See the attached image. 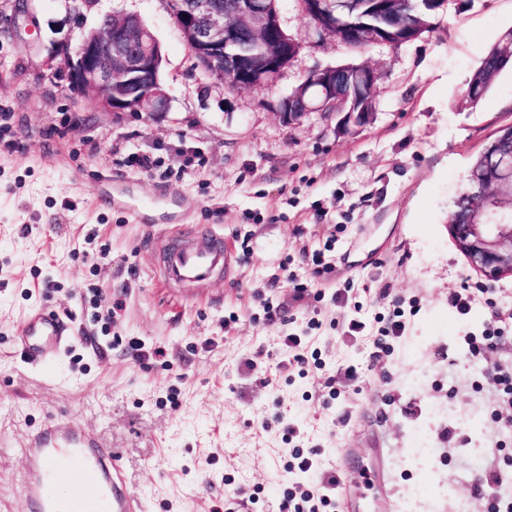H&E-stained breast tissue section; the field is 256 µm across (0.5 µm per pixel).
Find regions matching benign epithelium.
I'll list each match as a JSON object with an SVG mask.
<instances>
[{
    "label": "benign epithelium",
    "mask_w": 512,
    "mask_h": 512,
    "mask_svg": "<svg viewBox=\"0 0 512 512\" xmlns=\"http://www.w3.org/2000/svg\"><path fill=\"white\" fill-rule=\"evenodd\" d=\"M358 0H309L322 18L316 33L356 41L359 28L348 20ZM184 40L196 45L203 69L232 87L251 89L276 83L298 56L301 42L287 34L276 0H178L173 11ZM72 82L103 108L122 114L143 113L154 120L168 110L160 83V46L141 19L129 13L109 12L97 27L83 34L75 57L66 59ZM377 75L361 64L316 69L280 102L283 121L292 124L342 103L341 111L362 123L372 115L368 101ZM352 83L359 97L352 100L341 85ZM483 167L472 168L469 181L476 191L456 200L460 220L448 224L450 234L469 265L490 281L512 275V151L495 145L482 152Z\"/></svg>",
    "instance_id": "benign-epithelium-1"
}]
</instances>
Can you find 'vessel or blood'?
Instances as JSON below:
<instances>
[{"label":"vessel or blood","instance_id":"obj_1","mask_svg":"<svg viewBox=\"0 0 512 512\" xmlns=\"http://www.w3.org/2000/svg\"><path fill=\"white\" fill-rule=\"evenodd\" d=\"M160 273L169 283L203 285L226 272L232 251L222 234L204 227L157 241ZM74 332L58 315L32 311L15 338L21 359L45 365L69 348ZM27 458L25 493L30 512H145L143 501L132 494L116 454L78 425L55 420L35 430L24 448ZM65 459L67 469L56 462ZM70 483L67 497L57 488Z\"/></svg>","mask_w":512,"mask_h":512}]
</instances>
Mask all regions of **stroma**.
Returning <instances> with one entry per match:
<instances>
[{
  "label": "stroma",
  "instance_id": "stroma-1",
  "mask_svg": "<svg viewBox=\"0 0 512 512\" xmlns=\"http://www.w3.org/2000/svg\"><path fill=\"white\" fill-rule=\"evenodd\" d=\"M281 6L298 57L273 87L233 90L197 68L170 0H35L28 12L0 0V512H29L18 447L52 419L113 448L147 512H219L228 475L257 492L241 512H281L290 422L351 490L377 472L373 512H491L478 488L499 471L512 495V433L498 430L512 402L492 377L512 368V325L482 354L466 341L512 311V276H479L448 232L474 157L512 125V63L481 100L463 98L512 31V0H448L419 38L356 53L310 34L297 0ZM113 10L138 15L161 47L160 119L113 116L69 78L65 57ZM348 62L378 75L367 124L283 122L281 98L311 70ZM139 150L155 170L129 167ZM107 191L161 203L136 224L96 207ZM198 224L235 248L231 273L162 283L152 239ZM328 243L335 269L315 274L304 253ZM348 280V303L336 302ZM464 286L478 296L463 316L449 297ZM264 296L285 323L265 322ZM398 299L407 328L392 349L348 334L355 306L385 318ZM41 307L69 318L77 340L35 369L14 336ZM100 307L111 320L95 319ZM312 317L325 366L301 377L280 338ZM117 335L140 339L143 356Z\"/></svg>",
  "mask_w": 512,
  "mask_h": 512
}]
</instances>
